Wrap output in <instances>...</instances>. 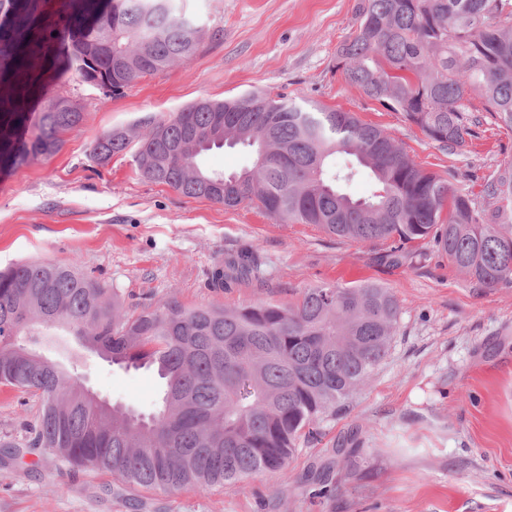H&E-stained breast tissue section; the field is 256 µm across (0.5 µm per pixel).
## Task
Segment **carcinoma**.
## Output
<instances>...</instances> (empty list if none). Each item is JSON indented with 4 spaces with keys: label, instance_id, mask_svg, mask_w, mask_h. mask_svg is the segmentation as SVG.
I'll use <instances>...</instances> for the list:
<instances>
[{
    "label": "carcinoma",
    "instance_id": "carcinoma-1",
    "mask_svg": "<svg viewBox=\"0 0 512 512\" xmlns=\"http://www.w3.org/2000/svg\"><path fill=\"white\" fill-rule=\"evenodd\" d=\"M69 20L45 30L37 0H0V163L51 156L81 108L43 96L39 70L78 75L116 93L194 56L205 35L173 0H66ZM358 26L338 50L343 73L363 93L400 112L448 149L474 136V97L512 129V0H359ZM253 149L250 168L226 175L200 166L210 147ZM129 137H97L101 163ZM346 156L336 165V154ZM143 177L189 198L312 224L359 242L391 241V257L429 239L448 262L482 286L512 280V159L484 180L480 195L456 189L418 164L384 131L350 112L308 107L251 92L201 100L158 122L135 154ZM366 176L367 197L345 187ZM249 254L229 257L212 285L245 280ZM399 305L372 283L307 289L289 307L259 303L227 310L127 311L117 292L74 262H29L0 271V385L38 399L14 459L43 450L59 462L56 488L75 469L107 473L108 492L163 494L222 486L280 471L314 426L363 384L385 358ZM70 330L81 345L126 369L154 366L163 383L154 411L106 410L75 375L38 351ZM316 494L336 493L333 466L309 478Z\"/></svg>",
    "mask_w": 512,
    "mask_h": 512
}]
</instances>
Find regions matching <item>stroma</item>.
Segmentation results:
<instances>
[{
    "mask_svg": "<svg viewBox=\"0 0 512 512\" xmlns=\"http://www.w3.org/2000/svg\"><path fill=\"white\" fill-rule=\"evenodd\" d=\"M359 0H174L208 29L189 62H177L104 95L75 75L47 76L48 89L76 101L83 121L59 152L0 167V270L15 263L78 261L116 289L126 305L236 309L294 304L316 286L375 283L400 306L395 334L368 381L337 404L281 472L173 494L104 492L111 478L80 471L55 489L48 454L14 460L4 445L22 440L34 397L0 385V512H512V282L486 289L431 243L408 244L391 261L387 244L360 243L310 224L285 223L255 206L235 209L187 198L144 178L133 152L98 162L91 145L120 129L131 140L198 100L254 90L352 113L385 130L422 167L479 191L512 158V130L481 111L475 137L457 150L429 140L397 112L349 84L336 52L357 28ZM249 252L255 279L215 291L208 271ZM82 384L113 403L148 412L161 382L94 355L78 367ZM335 498L313 495L304 478L333 448Z\"/></svg>",
    "mask_w": 512,
    "mask_h": 512,
    "instance_id": "obj_1",
    "label": "stroma"
}]
</instances>
